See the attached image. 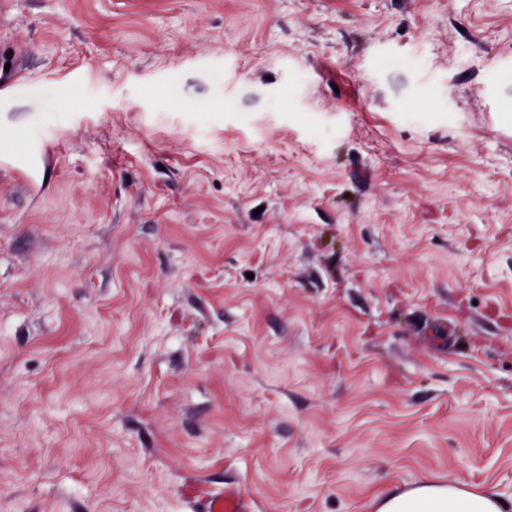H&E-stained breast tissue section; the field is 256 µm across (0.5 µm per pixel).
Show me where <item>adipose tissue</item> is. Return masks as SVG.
<instances>
[{
    "instance_id": "ef3b65f1",
    "label": "adipose tissue",
    "mask_w": 512,
    "mask_h": 512,
    "mask_svg": "<svg viewBox=\"0 0 512 512\" xmlns=\"http://www.w3.org/2000/svg\"><path fill=\"white\" fill-rule=\"evenodd\" d=\"M376 512H502V508L492 488L425 479L381 498Z\"/></svg>"
}]
</instances>
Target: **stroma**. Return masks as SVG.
I'll return each mask as SVG.
<instances>
[{"instance_id": "1", "label": "stroma", "mask_w": 512, "mask_h": 512, "mask_svg": "<svg viewBox=\"0 0 512 512\" xmlns=\"http://www.w3.org/2000/svg\"><path fill=\"white\" fill-rule=\"evenodd\" d=\"M0 497L512 512V0H12ZM3 62L0 67V98L7 99L18 92L21 87L22 79L20 77L23 71L21 65L16 61H10L9 71H5V64ZM376 512H503L490 487L445 484L425 479L411 488L381 498ZM247 502L241 491L230 486L224 490V495L212 499L206 508V512H246Z\"/></svg>"}]
</instances>
